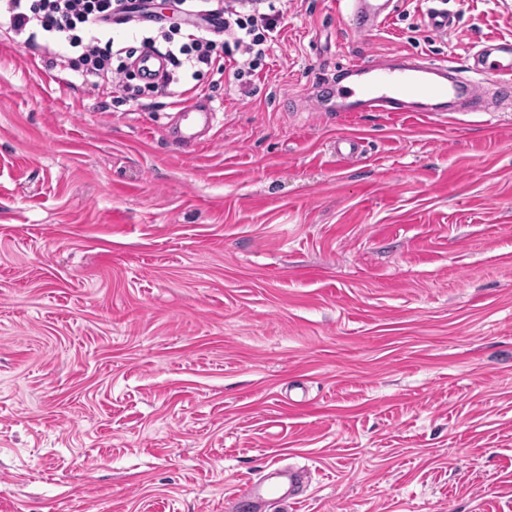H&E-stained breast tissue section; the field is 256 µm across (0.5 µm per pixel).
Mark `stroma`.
I'll return each mask as SVG.
<instances>
[{"instance_id": "35a3bbf8", "label": "stroma", "mask_w": 512, "mask_h": 512, "mask_svg": "<svg viewBox=\"0 0 512 512\" xmlns=\"http://www.w3.org/2000/svg\"><path fill=\"white\" fill-rule=\"evenodd\" d=\"M273 0L252 75L83 88L0 18V512H512V100L339 112L352 62L465 65L512 0ZM355 136L346 163L336 140ZM344 2L352 7V20L357 21L356 26L350 28L351 32L358 37H364L369 35L381 22L379 19L391 1H385L382 4L374 3L377 0H347ZM446 0H428L427 2L431 5L426 12L425 21L428 27L431 29L445 33L456 25L454 15L448 12L447 8L441 5L446 4ZM215 112L211 109L181 107L176 113L177 132L186 146L196 142L203 130L212 125ZM300 476L297 470L278 468L260 479L250 480L229 500L227 510L234 512L249 509L252 512H262L271 497L280 501L296 500L294 488Z\"/></svg>"}]
</instances>
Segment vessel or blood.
Masks as SVG:
<instances>
[{
  "label": "vessel or blood",
  "mask_w": 512,
  "mask_h": 512,
  "mask_svg": "<svg viewBox=\"0 0 512 512\" xmlns=\"http://www.w3.org/2000/svg\"><path fill=\"white\" fill-rule=\"evenodd\" d=\"M425 21L431 29L444 33L456 25L445 0H428ZM356 25L353 34L364 37L378 25L386 7L380 0H347ZM472 77L462 76L454 61L430 64L391 65L376 61L351 66L353 81L337 89L343 112H408L429 102L444 106L462 105L464 111H479L485 85L496 92L512 91V41H491L473 56ZM215 113L210 109L183 107L176 114V129L185 145L196 142L209 128ZM300 473L278 468L260 479L248 481L229 500L228 512H263L270 499L293 500Z\"/></svg>",
  "instance_id": "vessel-or-blood-1"
}]
</instances>
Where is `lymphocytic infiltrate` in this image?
<instances>
[{
    "instance_id": "f902f5d3",
    "label": "lymphocytic infiltrate",
    "mask_w": 512,
    "mask_h": 512,
    "mask_svg": "<svg viewBox=\"0 0 512 512\" xmlns=\"http://www.w3.org/2000/svg\"><path fill=\"white\" fill-rule=\"evenodd\" d=\"M260 5L261 0H170L171 14L164 20L153 11L152 0H0V14L28 41H64L72 68L90 89L108 85L131 99L146 89L180 103L186 78L223 76L226 64L215 51L218 37L231 38L243 56L235 75L266 57L282 16L263 12ZM122 24L128 25L133 45L108 40L112 26ZM146 52L162 56L165 70L143 86L131 85L130 70Z\"/></svg>"
}]
</instances>
